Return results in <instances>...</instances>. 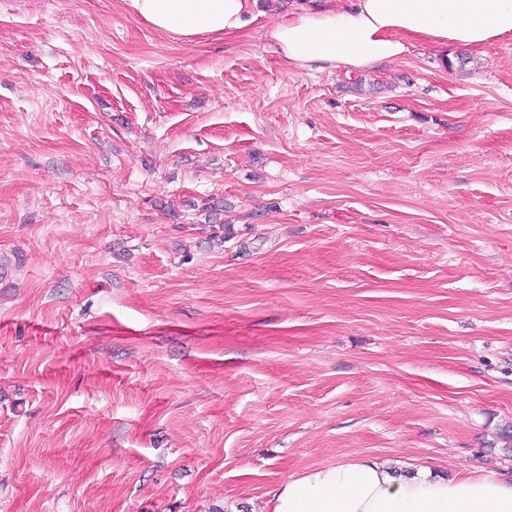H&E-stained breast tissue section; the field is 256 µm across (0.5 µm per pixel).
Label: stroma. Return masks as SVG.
I'll list each match as a JSON object with an SVG mask.
<instances>
[{
	"label": "stroma",
	"instance_id": "35a3bbf8",
	"mask_svg": "<svg viewBox=\"0 0 512 512\" xmlns=\"http://www.w3.org/2000/svg\"><path fill=\"white\" fill-rule=\"evenodd\" d=\"M294 2L180 45L0 0V512L512 476V37L308 71L268 37Z\"/></svg>",
	"mask_w": 512,
	"mask_h": 512
}]
</instances>
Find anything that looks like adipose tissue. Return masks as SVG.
I'll use <instances>...</instances> for the list:
<instances>
[{"mask_svg":"<svg viewBox=\"0 0 512 512\" xmlns=\"http://www.w3.org/2000/svg\"><path fill=\"white\" fill-rule=\"evenodd\" d=\"M126 10L179 44L243 29L257 0H122ZM289 66L369 69L429 41L483 45L512 36V0H302L269 32ZM271 512H512V478L446 477L426 465L350 458L288 477Z\"/></svg>","mask_w":512,"mask_h":512,"instance_id":"ef3b65f1","label":"adipose tissue"}]
</instances>
